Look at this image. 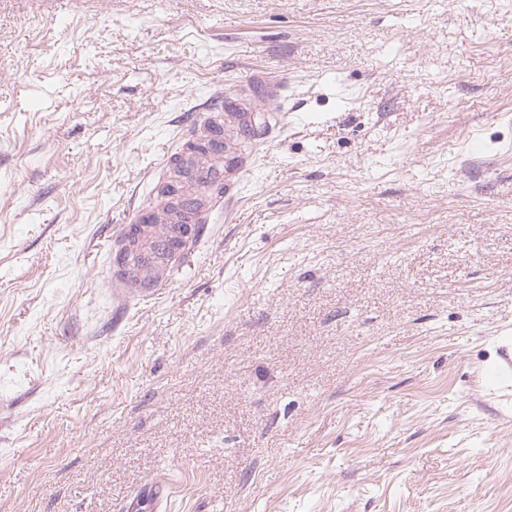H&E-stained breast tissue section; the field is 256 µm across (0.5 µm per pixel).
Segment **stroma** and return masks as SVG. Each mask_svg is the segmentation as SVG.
I'll list each match as a JSON object with an SVG mask.
<instances>
[{"label": "stroma", "mask_w": 512, "mask_h": 512, "mask_svg": "<svg viewBox=\"0 0 512 512\" xmlns=\"http://www.w3.org/2000/svg\"><path fill=\"white\" fill-rule=\"evenodd\" d=\"M286 80L158 298L110 244ZM512 0H0V512H512ZM249 105L244 99H235L229 102H224V99L204 102L194 110V112L201 113L192 114L195 118L189 122L187 130L181 135V149L183 150L178 149L176 153H173L172 149L166 151L162 155L160 167L164 168L177 159L209 182H212L213 176L217 173L222 184L221 186L212 184V186H216L220 191L224 186V161L223 166L221 164L202 167L203 165L197 158L188 156L187 145H205L207 148L219 150V153L215 154L216 157L224 156V151L221 150L222 148L224 150V109L232 113L234 117L232 121L240 130L253 125L254 115L250 112Z\"/></svg>", "instance_id": "obj_1"}]
</instances>
